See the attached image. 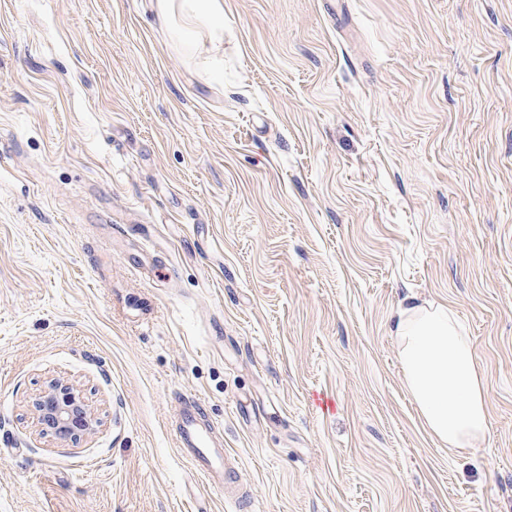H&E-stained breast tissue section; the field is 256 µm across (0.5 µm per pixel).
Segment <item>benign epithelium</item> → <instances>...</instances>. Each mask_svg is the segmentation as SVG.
<instances>
[{
  "mask_svg": "<svg viewBox=\"0 0 512 512\" xmlns=\"http://www.w3.org/2000/svg\"><path fill=\"white\" fill-rule=\"evenodd\" d=\"M34 407L40 433L60 442L73 444L100 425L83 396L58 379L49 381Z\"/></svg>",
  "mask_w": 512,
  "mask_h": 512,
  "instance_id": "benign-epithelium-1",
  "label": "benign epithelium"
}]
</instances>
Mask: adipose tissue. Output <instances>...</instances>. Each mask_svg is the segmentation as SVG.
Masks as SVG:
<instances>
[{"label": "adipose tissue", "mask_w": 512, "mask_h": 512, "mask_svg": "<svg viewBox=\"0 0 512 512\" xmlns=\"http://www.w3.org/2000/svg\"><path fill=\"white\" fill-rule=\"evenodd\" d=\"M161 19L210 59L224 47V0H157ZM393 333L408 390L428 430L463 449L488 430L485 385L473 347L453 311L412 304L399 309Z\"/></svg>", "instance_id": "1"}]
</instances>
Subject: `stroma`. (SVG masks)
I'll list each match as a JSON object with an SVG mask.
<instances>
[{"label": "stroma", "mask_w": 512, "mask_h": 512, "mask_svg": "<svg viewBox=\"0 0 512 512\" xmlns=\"http://www.w3.org/2000/svg\"><path fill=\"white\" fill-rule=\"evenodd\" d=\"M415 302L483 371L462 452L405 385ZM177 392L257 512H512V0H224L220 66L157 0H0V512H230ZM34 407L40 433L60 442L77 443L100 425L83 396L58 379L49 381ZM171 426L180 454L205 484L224 494L225 502L242 509L249 494L241 491L231 453L224 448L220 427L205 415V405L193 396L176 393L171 399Z\"/></svg>", "instance_id": "35a3bbf8"}]
</instances>
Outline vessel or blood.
Instances as JSON below:
<instances>
[{"instance_id":"vessel-or-blood-1","label":"vessel or blood","mask_w":512,"mask_h":512,"mask_svg":"<svg viewBox=\"0 0 512 512\" xmlns=\"http://www.w3.org/2000/svg\"><path fill=\"white\" fill-rule=\"evenodd\" d=\"M171 426L180 454L205 484L223 494L225 501L243 506L247 492L241 491L231 453L219 437V427L205 415V405L182 393L171 400Z\"/></svg>"}]
</instances>
